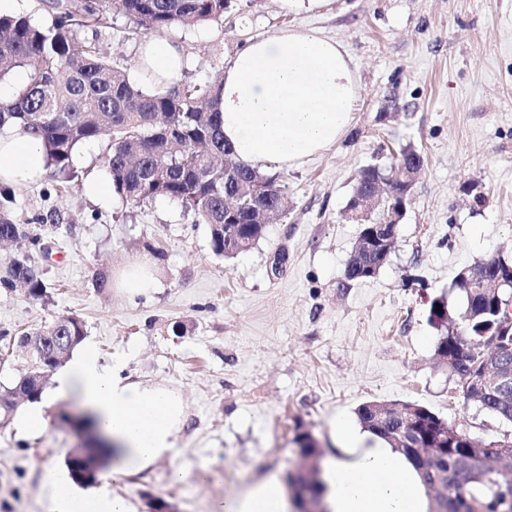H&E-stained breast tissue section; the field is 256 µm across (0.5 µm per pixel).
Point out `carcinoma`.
Listing matches in <instances>:
<instances>
[{"instance_id":"1","label":"carcinoma","mask_w":512,"mask_h":512,"mask_svg":"<svg viewBox=\"0 0 512 512\" xmlns=\"http://www.w3.org/2000/svg\"><path fill=\"white\" fill-rule=\"evenodd\" d=\"M229 0H95L88 8L83 0H50L53 14L48 27L33 23L25 16L0 15V80L18 68H27L26 83L13 97L0 103V130L16 126L42 138L50 174L73 172L72 155L86 142L107 134L111 137L102 163L112 188L123 200L139 203L166 198L191 210L210 231L212 251L233 258L251 249L263 236L272 216L288 211V200L278 188L276 178L237 160L224 141L221 110L223 77L203 84L179 83L149 92L132 85L112 61L100 55L92 43L77 45L79 32L107 23L112 9L122 11L133 23V33L164 34L174 28L217 21L224 16ZM423 165L420 153L410 145L393 156L389 168L363 167L355 190L376 189L379 202L376 222L361 227L359 239L346 267L350 281L369 278L365 267L377 274L386 264L378 261V250L368 247L370 238L381 236L377 224L391 209H400L402 183L397 179L400 164ZM259 193L261 205L224 214V199L237 193ZM11 189L0 187V241L26 237L40 251L48 250L43 238L29 234L15 222ZM512 260L498 255L484 261L476 270L463 267L455 275L454 289L462 307L457 314L445 296L429 305V322L438 331L435 354L447 355L458 346L478 347L494 332L500 311L505 309L512 290L486 288L483 283L496 280ZM26 286L29 295L46 293L41 273L29 264L27 256L13 259L0 278V284L12 288ZM58 336L68 347L49 358L56 367L83 341L84 324L76 316H64L42 329L17 338V343L48 353ZM31 391V400L41 398L43 388L23 376L12 387L0 390V416L13 410V397L19 391ZM480 408L500 421L512 423V389L502 395L493 389L475 400ZM373 403L357 409L362 428L403 453L415 465L425 487H430L429 468L417 449L392 440L389 432L403 427L411 439L424 447L440 444L434 471L448 483V497L432 501L430 512H512V484L481 462L470 465L475 455V437L454 427L429 408L413 407L412 418L394 416L383 426L375 424ZM72 478L91 483L96 478L97 455L83 448L73 449L67 458ZM470 469L465 496L453 493L457 475Z\"/></svg>"}]
</instances>
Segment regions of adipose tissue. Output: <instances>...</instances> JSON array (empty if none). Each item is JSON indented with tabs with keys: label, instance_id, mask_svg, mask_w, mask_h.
Here are the masks:
<instances>
[{
	"label": "adipose tissue",
	"instance_id": "1",
	"mask_svg": "<svg viewBox=\"0 0 512 512\" xmlns=\"http://www.w3.org/2000/svg\"><path fill=\"white\" fill-rule=\"evenodd\" d=\"M188 59L175 41L147 38L134 75L166 87L179 80ZM360 84L346 47L316 31L288 28L249 40L224 69V139L237 158L292 170L331 148L354 119ZM47 173L44 147L30 133L0 134V181L26 185ZM59 395H78L112 446V479L173 455L184 425L182 396L160 384L124 374L122 358L101 363L90 351L75 356L57 376ZM345 445L326 466L322 497L328 512H429L426 488L413 463L380 438L364 444L344 427ZM50 512H127L108 488L75 493L66 473L45 467ZM215 512H288L282 483L270 475Z\"/></svg>",
	"mask_w": 512,
	"mask_h": 512
}]
</instances>
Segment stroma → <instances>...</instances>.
<instances>
[{
    "label": "stroma",
    "mask_w": 512,
    "mask_h": 512,
    "mask_svg": "<svg viewBox=\"0 0 512 512\" xmlns=\"http://www.w3.org/2000/svg\"><path fill=\"white\" fill-rule=\"evenodd\" d=\"M291 27L349 50L360 97L335 146L302 169L277 172L288 211L250 250L216 255L208 227L166 199L131 204L115 195L104 206L87 198L84 182L108 177L102 140L77 148L68 187L48 176L13 189L16 222L58 252L48 261L29 254L43 297L0 286V388L35 363L17 336L74 314L85 324L84 347L101 361L125 356L133 380L166 384L186 404L174 455L111 483L128 512H149L159 499L173 512H214L268 474L286 477L301 433L326 463L334 423L357 425L367 402L417 403L482 438L512 431L464 400L460 378L435 361L428 321L434 298L461 307L452 288L459 269L512 255V0H315L300 13L281 0H231L219 21L170 37L190 60L183 82L202 83L246 39ZM131 29L116 10L108 27L79 39L128 74L142 43ZM409 144L424 165L395 247L375 277L348 280L360 226L343 211L357 173ZM136 259L161 277L152 294L132 299L113 277ZM54 388L47 377L40 434L21 431L19 412L0 418V512H49L43 469L66 468L85 440L60 421L78 409Z\"/></svg>",
    "instance_id": "1"
}]
</instances>
